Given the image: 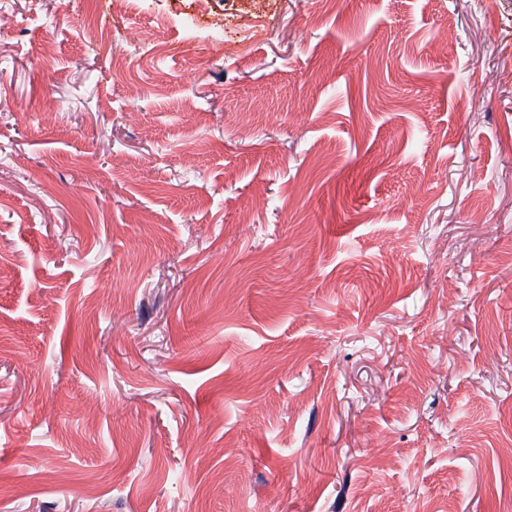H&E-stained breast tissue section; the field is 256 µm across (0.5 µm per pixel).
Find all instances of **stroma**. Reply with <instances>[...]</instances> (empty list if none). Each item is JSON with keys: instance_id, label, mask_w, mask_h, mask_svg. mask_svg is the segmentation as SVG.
Wrapping results in <instances>:
<instances>
[{"instance_id": "stroma-1", "label": "stroma", "mask_w": 512, "mask_h": 512, "mask_svg": "<svg viewBox=\"0 0 512 512\" xmlns=\"http://www.w3.org/2000/svg\"><path fill=\"white\" fill-rule=\"evenodd\" d=\"M108 2L0 0V512H512V0Z\"/></svg>"}]
</instances>
